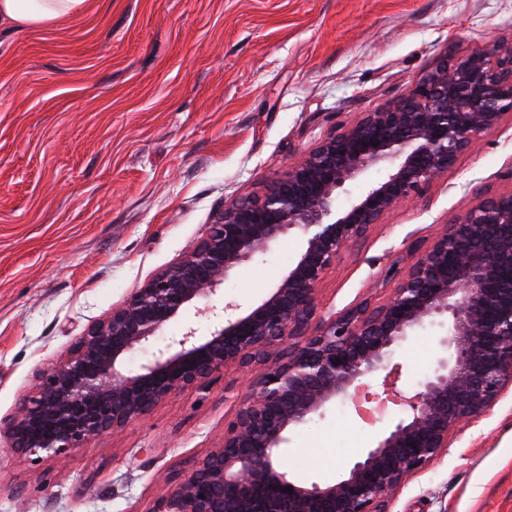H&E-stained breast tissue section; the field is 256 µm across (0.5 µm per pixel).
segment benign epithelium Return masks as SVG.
I'll return each mask as SVG.
<instances>
[{"label":"benign epithelium","mask_w":512,"mask_h":512,"mask_svg":"<svg viewBox=\"0 0 512 512\" xmlns=\"http://www.w3.org/2000/svg\"><path fill=\"white\" fill-rule=\"evenodd\" d=\"M507 115L511 43L451 63L442 57L401 98L329 133L261 193L224 206L191 253L36 375L0 436L14 450L59 459L235 369L250 385L235 393L223 437L170 479L151 512H388L402 481L432 465L449 436L512 384V190L480 199L428 244L411 243L414 261L389 268L398 285L383 304L365 298L326 320L318 287L344 249L423 195ZM372 171L376 178L336 205ZM290 234L303 248L265 297L210 305L242 265ZM174 322L179 332L156 345ZM426 329L438 356L415 388H404V346ZM144 351L149 357L131 366ZM364 390L393 397L400 414L336 480L291 473L290 433L336 403L355 405Z\"/></svg>","instance_id":"7a95c632"}]
</instances>
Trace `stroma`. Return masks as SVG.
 Segmentation results:
<instances>
[{"mask_svg":"<svg viewBox=\"0 0 512 512\" xmlns=\"http://www.w3.org/2000/svg\"><path fill=\"white\" fill-rule=\"evenodd\" d=\"M512 42V0H86L37 29L0 24V419L93 322L189 254L225 203L261 192L332 129L401 97L441 56ZM512 190V119L486 133L417 199L387 213L326 271L330 316L386 301L391 265L481 197ZM300 240L225 282L254 300L287 273ZM437 356L405 354V387ZM159 403L64 460L0 446V512H150L235 410L224 387ZM375 426L343 406L290 435V467L335 480ZM390 512H512V385L392 494Z\"/></svg>","mask_w":512,"mask_h":512,"instance_id":"35a3bbf8","label":"stroma"}]
</instances>
